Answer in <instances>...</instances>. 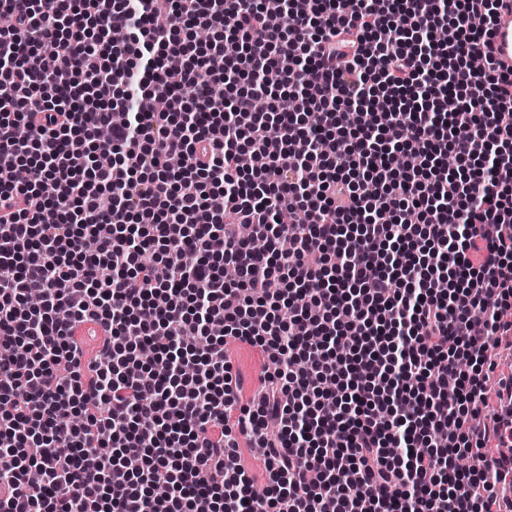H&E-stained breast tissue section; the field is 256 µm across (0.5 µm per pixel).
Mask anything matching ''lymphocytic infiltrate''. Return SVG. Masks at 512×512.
I'll list each match as a JSON object with an SVG mask.
<instances>
[{
    "mask_svg": "<svg viewBox=\"0 0 512 512\" xmlns=\"http://www.w3.org/2000/svg\"><path fill=\"white\" fill-rule=\"evenodd\" d=\"M503 5L0 0V512H512ZM488 50L503 70L512 69V9L499 14ZM228 355L234 369L247 380L249 387L254 382L258 371L263 367V357L257 349L240 344L228 346Z\"/></svg>",
    "mask_w": 512,
    "mask_h": 512,
    "instance_id": "lymphocytic-infiltrate-1",
    "label": "lymphocytic infiltrate"
}]
</instances>
